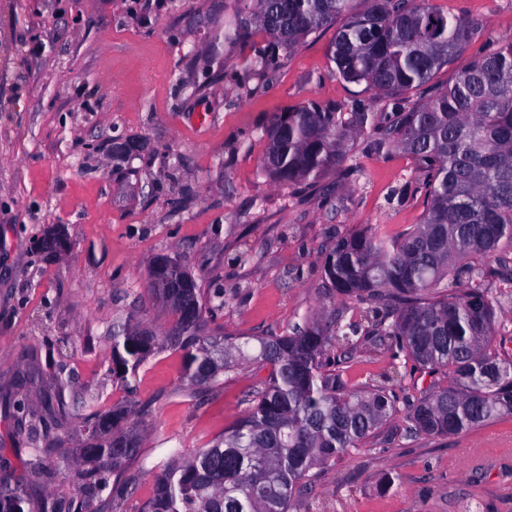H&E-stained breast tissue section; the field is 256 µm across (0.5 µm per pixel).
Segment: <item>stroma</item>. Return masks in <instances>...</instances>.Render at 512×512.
Wrapping results in <instances>:
<instances>
[{"label": "stroma", "mask_w": 512, "mask_h": 512, "mask_svg": "<svg viewBox=\"0 0 512 512\" xmlns=\"http://www.w3.org/2000/svg\"><path fill=\"white\" fill-rule=\"evenodd\" d=\"M512 40V0H426ZM234 0H0V473L31 498L74 499L71 464L84 417L135 401L140 477L122 512L153 491L151 470L171 450L205 448L248 412L268 372L226 373L221 386L182 378V354L162 346L126 392L112 375V328L165 335L174 323L148 272L165 254L206 290L224 291L217 321L242 337L282 335L343 303L322 274L336 233L367 224L390 237L418 223L421 203L392 191L414 163L402 152L362 154L359 181L326 173L312 191L269 180L261 129L273 113L314 100L340 105L359 88L329 59L327 26L252 71L250 43L224 41ZM185 206L173 211L171 200ZM65 230V252L40 242ZM248 252L247 264L237 255ZM391 376L399 410L364 447L318 470L311 500L334 512H512V419L448 437L404 436L405 416L429 382L386 347L358 346L345 369L352 388ZM63 390L67 416L46 469L28 468L43 434L20 427L45 394ZM465 448L493 456L470 462Z\"/></svg>", "instance_id": "1"}]
</instances>
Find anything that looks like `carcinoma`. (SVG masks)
Masks as SVG:
<instances>
[{
	"instance_id": "1",
	"label": "carcinoma",
	"mask_w": 512,
	"mask_h": 512,
	"mask_svg": "<svg viewBox=\"0 0 512 512\" xmlns=\"http://www.w3.org/2000/svg\"><path fill=\"white\" fill-rule=\"evenodd\" d=\"M235 0L224 41L263 36L251 60L261 71L321 28L339 23L330 45L336 74L364 86L368 101L340 106L309 101L271 118L264 171L288 186L325 173L357 178L354 146L414 161L398 202L422 198L419 223L389 238L377 226L348 229L321 251L325 278L355 313L279 336L239 343L208 327L224 290L206 294L167 255L149 279L170 284L176 324L159 338L133 326L112 333V375L129 376L162 344L183 351V378L216 387L244 364L268 369L247 415L206 448L175 449L154 475L139 512H293L294 496L314 469L359 448L397 413L385 385L351 389L342 364L362 342L385 346L430 373L448 370V386L430 385L406 416L405 436L458 435L512 417V353L501 346L498 311L512 301V40L472 45L483 24L420 0ZM452 80L441 73L461 58ZM392 105L389 112L375 106ZM135 411L118 407L85 418L75 462L86 467L79 490L93 497L106 476L137 456ZM54 440L27 464L50 463ZM0 512H59L32 504L23 485L0 477Z\"/></svg>"
}]
</instances>
